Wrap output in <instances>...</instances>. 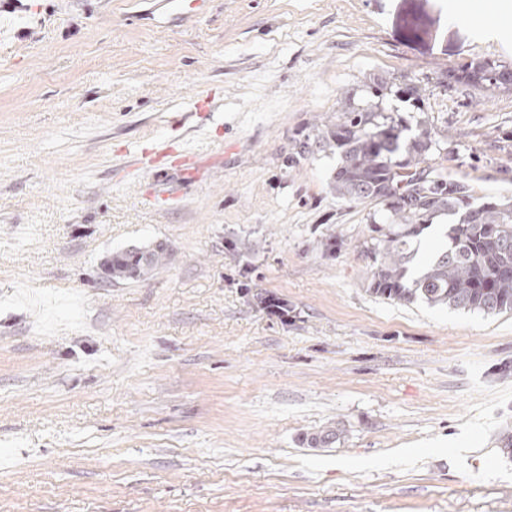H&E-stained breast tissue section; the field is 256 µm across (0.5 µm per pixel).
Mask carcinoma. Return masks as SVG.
Here are the masks:
<instances>
[{"label":"carcinoma","instance_id":"1","mask_svg":"<svg viewBox=\"0 0 512 512\" xmlns=\"http://www.w3.org/2000/svg\"><path fill=\"white\" fill-rule=\"evenodd\" d=\"M451 78L492 93L512 89V70L490 60L473 61ZM410 131L378 103H350L340 121L317 136L321 151L338 157L331 181L336 194L375 207L371 224L379 236L369 248V291L400 304L511 314L512 199L471 206L468 187L429 164L441 153L439 140L428 130ZM445 216L453 218L445 247L411 274L412 239ZM167 258L162 244L118 252L112 255V280L141 278Z\"/></svg>","mask_w":512,"mask_h":512}]
</instances>
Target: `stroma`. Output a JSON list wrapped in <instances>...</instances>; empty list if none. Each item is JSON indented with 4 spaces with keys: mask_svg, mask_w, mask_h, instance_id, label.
Masks as SVG:
<instances>
[{
    "mask_svg": "<svg viewBox=\"0 0 512 512\" xmlns=\"http://www.w3.org/2000/svg\"><path fill=\"white\" fill-rule=\"evenodd\" d=\"M480 5L0 0V512H512V314L371 294L373 207L317 145L381 82L475 201L512 198V90L448 80L512 69ZM188 141L194 179L139 168ZM459 71L461 73L448 74V77L456 83L477 86L492 93L512 89V70L495 61H473ZM167 248L158 244L146 251L128 249L112 255V280L126 281L141 278L165 265Z\"/></svg>",
    "mask_w": 512,
    "mask_h": 512,
    "instance_id": "35a3bbf8",
    "label": "stroma"
}]
</instances>
